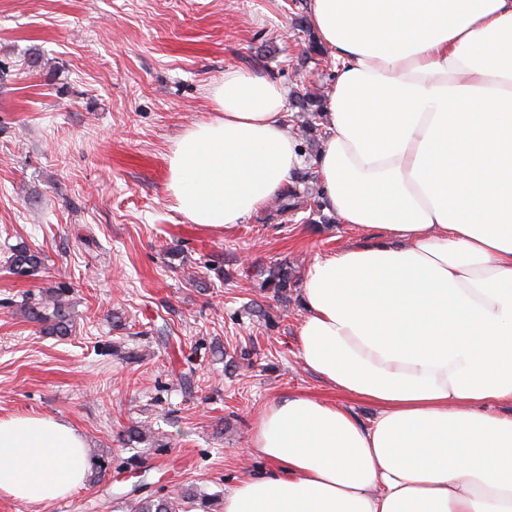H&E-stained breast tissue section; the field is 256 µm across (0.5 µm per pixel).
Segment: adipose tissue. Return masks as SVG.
<instances>
[{
	"label": "adipose tissue",
	"mask_w": 512,
	"mask_h": 512,
	"mask_svg": "<svg viewBox=\"0 0 512 512\" xmlns=\"http://www.w3.org/2000/svg\"><path fill=\"white\" fill-rule=\"evenodd\" d=\"M341 62L319 121L322 203L363 240L300 283L298 358L368 422L302 394L251 434L263 463L224 512H512V0H308ZM211 118L168 154L190 223L242 224L302 164L279 81L225 70ZM86 441L0 417V496L55 501L84 482Z\"/></svg>",
	"instance_id": "1"
}]
</instances>
